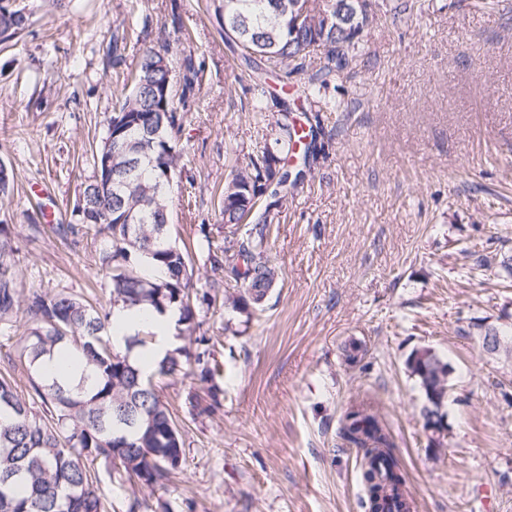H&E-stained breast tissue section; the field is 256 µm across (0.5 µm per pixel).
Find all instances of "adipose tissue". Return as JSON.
<instances>
[{
  "instance_id": "1",
  "label": "adipose tissue",
  "mask_w": 512,
  "mask_h": 512,
  "mask_svg": "<svg viewBox=\"0 0 512 512\" xmlns=\"http://www.w3.org/2000/svg\"><path fill=\"white\" fill-rule=\"evenodd\" d=\"M179 313L170 309L165 313L156 311H120L115 313L113 322L116 333L112 340L118 347H125L128 339L142 330L145 323H152L156 332L153 344L145 348H136L131 352V358L143 371L149 372L156 368L165 354L175 348L178 340L175 336V327Z\"/></svg>"
}]
</instances>
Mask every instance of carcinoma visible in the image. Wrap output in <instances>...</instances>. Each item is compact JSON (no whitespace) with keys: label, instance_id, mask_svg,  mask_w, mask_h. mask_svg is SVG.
I'll list each match as a JSON object with an SVG mask.
<instances>
[{"label":"carcinoma","instance_id":"1","mask_svg":"<svg viewBox=\"0 0 512 512\" xmlns=\"http://www.w3.org/2000/svg\"><path fill=\"white\" fill-rule=\"evenodd\" d=\"M348 0H222L217 8L227 41L240 49V61L258 72L263 65L304 67L316 63L303 90L306 101L320 95L326 78L339 76L356 61L364 29L352 28L340 14ZM30 15L0 7V42L24 31ZM170 44L147 49L124 78L128 93L112 112V180L107 194L88 181L79 208L99 213L88 222L105 243L99 253L108 279L112 310L146 307L159 313L180 311L178 324L189 345L169 351L157 368L143 372L129 360L134 345L150 344L155 332L145 328L120 349L109 332L110 314L88 299L65 291H32L20 299L15 281V247L10 227L0 225V326L24 319L11 365L28 376L31 394L22 395L10 375L0 372V512H114V488H125V512H170L169 503H151L137 487L165 488L182 469L186 448L181 426L159 395L153 378H189L199 385L187 394L192 419L221 406L223 391L214 382L218 365L210 337L190 293L195 273L187 248L170 234L171 181L185 153L177 134L184 111L200 87L201 69L184 60L180 93L174 92ZM278 131L272 141L234 170L224 185L222 218L230 227L224 243L213 242L207 225L198 237L211 264L224 269V300L252 316L265 311L278 271L267 254L269 226L276 223L288 190L300 183V165L309 164L314 146L301 144L292 108L280 104ZM196 350H191V346ZM68 350L82 365L79 378L60 382L42 371L45 357ZM437 353L416 350L407 360L423 398L443 390ZM40 400L35 409L32 399ZM341 437L362 454L361 477L378 490L374 512H413L414 501L393 453L394 444L380 417L364 403L351 405Z\"/></svg>","mask_w":512,"mask_h":512}]
</instances>
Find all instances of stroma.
<instances>
[{
    "instance_id": "obj_1",
    "label": "stroma",
    "mask_w": 512,
    "mask_h": 512,
    "mask_svg": "<svg viewBox=\"0 0 512 512\" xmlns=\"http://www.w3.org/2000/svg\"><path fill=\"white\" fill-rule=\"evenodd\" d=\"M376 0L357 64L331 78L324 151L272 225L279 281L263 315L230 308L203 326L219 364L222 407L191 420L188 383L157 379L183 427L186 462L171 512H364L358 448L340 435L355 399L374 401L415 512H512V358L483 353L471 327L512 332V0ZM29 26L0 44V162L15 192L0 204L18 249L17 288L67 291L108 306L93 230L59 235L94 168L122 72L168 40L174 85L185 58L201 85L179 136L188 163L172 187L173 237L193 254L199 292L222 290L199 225L228 232L220 196L274 134L272 101L204 0H28ZM191 42L178 44L179 27ZM125 34L121 60L112 37ZM362 346L344 361L348 341ZM430 348L454 368L450 433L431 447L423 395L406 360Z\"/></svg>"
}]
</instances>
